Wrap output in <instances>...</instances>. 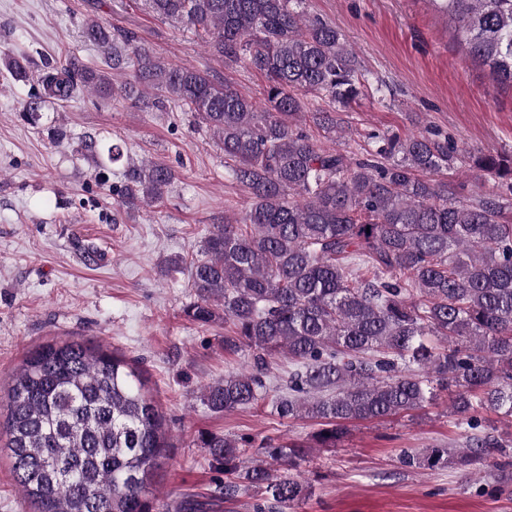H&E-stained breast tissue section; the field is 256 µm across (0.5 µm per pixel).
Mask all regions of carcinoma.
<instances>
[{"instance_id": "carcinoma-1", "label": "carcinoma", "mask_w": 512, "mask_h": 512, "mask_svg": "<svg viewBox=\"0 0 512 512\" xmlns=\"http://www.w3.org/2000/svg\"><path fill=\"white\" fill-rule=\"evenodd\" d=\"M160 19L205 37L227 66L245 63L266 79L259 105L232 85L155 58L135 36L95 20L83 36L105 67L70 55L38 71L23 117L81 89L116 93L145 112L176 102L217 137L224 164L251 195L224 218L191 262L196 301L189 320L208 324L224 305L233 334L224 349L247 347L253 363L208 387V406L232 412L266 401L282 419L322 421L314 447L334 448L347 423L415 412L449 395L463 431L458 449L402 450L406 466L452 465L469 474L512 439L483 413L512 418V224L509 199L488 192L468 201L434 179L457 149L423 134L369 132L354 150L327 149L299 125L308 114L328 134L339 115L311 111L315 99L346 105L370 86L369 72L335 26L310 18L305 0H146ZM454 24L467 55L512 85V0H429ZM16 81L29 58L8 61ZM133 71L115 88L109 71ZM480 176L512 180V157L468 156ZM118 197L131 211L161 202L176 180L165 164L130 162ZM288 352V374L270 359ZM272 389L279 391L269 397ZM8 449L15 483L35 512H153L148 480L168 448L162 417L142 372L126 358L80 342L46 344L29 355L8 394ZM200 447L224 472L226 501L259 495L255 512H292L308 497L294 471L304 442L260 446L246 465L247 438L206 435Z\"/></svg>"}]
</instances>
